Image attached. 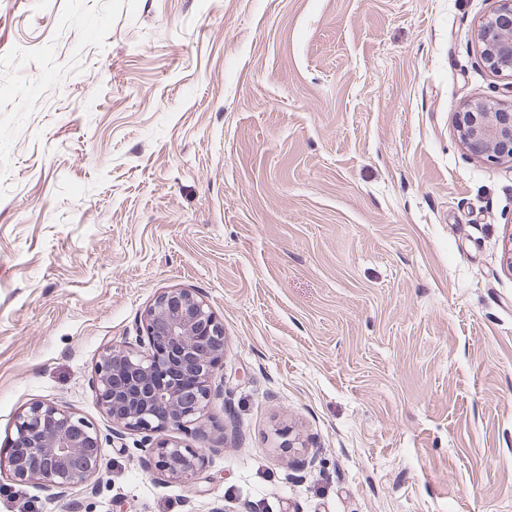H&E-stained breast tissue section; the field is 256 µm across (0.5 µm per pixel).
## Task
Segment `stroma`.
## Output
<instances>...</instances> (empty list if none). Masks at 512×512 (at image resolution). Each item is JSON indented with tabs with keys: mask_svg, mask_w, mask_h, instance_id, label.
<instances>
[{
	"mask_svg": "<svg viewBox=\"0 0 512 512\" xmlns=\"http://www.w3.org/2000/svg\"><path fill=\"white\" fill-rule=\"evenodd\" d=\"M492 0H0V512H512V103ZM224 324L174 481L140 437L96 491L10 474L165 290ZM494 2V10L480 26L477 37L485 64L512 79V1ZM460 142L476 156L512 159V104L473 101L456 113Z\"/></svg>",
	"mask_w": 512,
	"mask_h": 512,
	"instance_id": "1",
	"label": "stroma"
}]
</instances>
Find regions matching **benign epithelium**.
<instances>
[{"mask_svg": "<svg viewBox=\"0 0 512 512\" xmlns=\"http://www.w3.org/2000/svg\"><path fill=\"white\" fill-rule=\"evenodd\" d=\"M485 64L512 79V0H495L477 34ZM460 142L474 155L512 159V104L473 101L456 113ZM150 351L114 348L97 362L93 384L112 421V444L140 434L168 478L189 482L197 454L169 431L198 422L212 395L209 380L224 355V324L209 304L187 289L165 291L144 317ZM10 456L13 479L50 496L90 481L99 471L103 439L94 424L56 404L36 402L15 420Z\"/></svg>", "mask_w": 512, "mask_h": 512, "instance_id": "benign-epithelium-1", "label": "benign epithelium"}]
</instances>
